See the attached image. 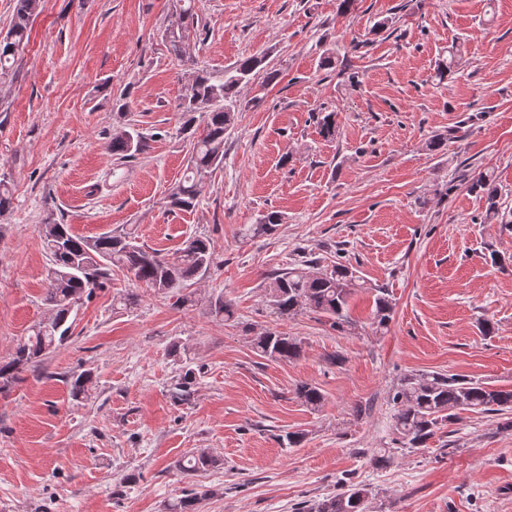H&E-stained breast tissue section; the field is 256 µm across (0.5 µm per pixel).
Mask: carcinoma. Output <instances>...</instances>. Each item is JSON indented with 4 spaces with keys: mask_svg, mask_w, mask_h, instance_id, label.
<instances>
[{
    "mask_svg": "<svg viewBox=\"0 0 512 512\" xmlns=\"http://www.w3.org/2000/svg\"><path fill=\"white\" fill-rule=\"evenodd\" d=\"M178 20L168 26L174 33H163L171 55L184 61L185 43L197 23L195 0H186ZM41 0H16L11 27L0 38V79L11 73L12 62L22 53L29 39L30 19L40 9ZM462 57L460 48L449 50L440 59L436 77L445 80ZM262 59L249 56L224 70V79L214 81L197 73L189 76L180 99L179 109L187 116L186 125L194 114L204 117V124L192 133V152L189 160L191 175L177 184L168 196L172 208L188 209L198 203L203 178L224 162V136L234 124L239 108L240 86L249 82ZM336 113L318 117L320 134L326 139L336 136ZM145 137L133 126L120 129L112 137V154L127 159L143 151ZM472 187L483 192L486 216L500 224H512V209H504L492 174L481 172ZM281 224L276 212L263 216L260 223L251 225L249 234L273 232ZM40 233L50 254L43 302L48 307V319L38 323L32 333L19 343L12 357L0 362V389L22 381L21 374L35 367L42 357L62 345L70 335L72 320L80 304L92 299L94 293L111 284L112 268L126 271L130 280L156 293L167 294L183 283L203 277L215 263L210 242L192 237L173 257L137 244L127 233H104L95 237L74 234L63 219L51 216L40 225ZM361 287L356 270L337 256L331 268L310 273L303 265L275 271L266 277V299L271 312L286 318L299 310H309L324 318L338 330L348 323V303L355 289ZM374 320L383 327L390 321L392 302L384 288L376 289ZM211 314L230 322L235 318L233 304L219 293L208 301ZM254 348L265 358L291 362L302 352L301 341L282 333L267 331L254 339ZM195 373L188 368L180 377L174 399L183 401L190 393ZM294 394L311 410L322 407L324 398L319 388L299 383ZM393 407L392 430L395 447L380 448L372 455L378 468L391 464L398 452L424 448L442 426L459 418L464 411L506 414L512 413V389L491 387L478 380H466L440 372L408 373L399 378L389 397ZM215 460L203 451L191 452L178 460L175 468L183 477H191L214 466ZM372 490L368 485L350 479L337 481L336 493L324 499L301 503L295 512H366V502ZM197 493L188 492L168 504L166 512H196Z\"/></svg>",
    "mask_w": 512,
    "mask_h": 512,
    "instance_id": "carcinoma-1",
    "label": "carcinoma"
}]
</instances>
